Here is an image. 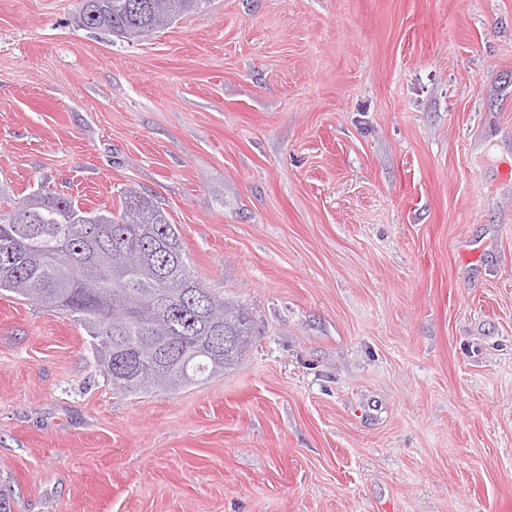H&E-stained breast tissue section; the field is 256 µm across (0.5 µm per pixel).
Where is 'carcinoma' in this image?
<instances>
[{"mask_svg": "<svg viewBox=\"0 0 512 512\" xmlns=\"http://www.w3.org/2000/svg\"><path fill=\"white\" fill-rule=\"evenodd\" d=\"M206 3L81 0L77 23L134 40ZM0 291L67 313L116 394L201 384L237 366L254 336L249 313L195 276L162 204L133 188L115 210L45 191L0 211Z\"/></svg>", "mask_w": 512, "mask_h": 512, "instance_id": "1", "label": "carcinoma"}]
</instances>
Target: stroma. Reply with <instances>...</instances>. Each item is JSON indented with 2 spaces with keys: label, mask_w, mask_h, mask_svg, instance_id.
<instances>
[{
  "label": "stroma",
  "mask_w": 512,
  "mask_h": 512,
  "mask_svg": "<svg viewBox=\"0 0 512 512\" xmlns=\"http://www.w3.org/2000/svg\"><path fill=\"white\" fill-rule=\"evenodd\" d=\"M0 0V209L154 196L255 334L113 393L0 292L13 512H512V0H210L147 38Z\"/></svg>",
  "instance_id": "35a3bbf8"
}]
</instances>
